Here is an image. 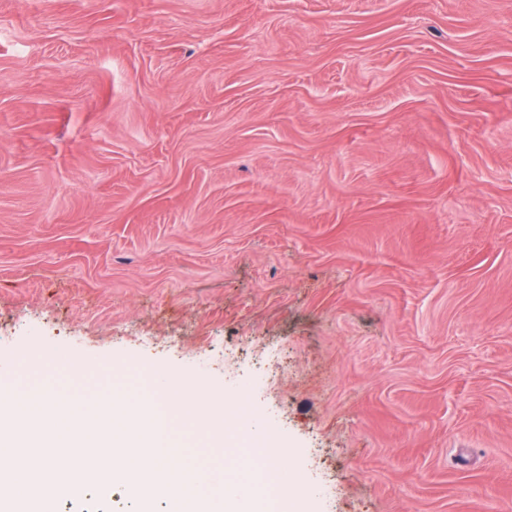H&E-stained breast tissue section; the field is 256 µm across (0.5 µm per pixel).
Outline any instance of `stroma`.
Returning a JSON list of instances; mask_svg holds the SVG:
<instances>
[{"label": "stroma", "instance_id": "obj_1", "mask_svg": "<svg viewBox=\"0 0 512 512\" xmlns=\"http://www.w3.org/2000/svg\"><path fill=\"white\" fill-rule=\"evenodd\" d=\"M0 362L246 398L307 512H512V0H0Z\"/></svg>", "mask_w": 512, "mask_h": 512}]
</instances>
